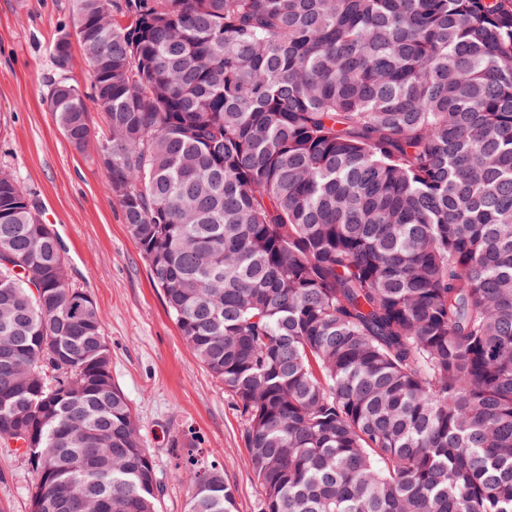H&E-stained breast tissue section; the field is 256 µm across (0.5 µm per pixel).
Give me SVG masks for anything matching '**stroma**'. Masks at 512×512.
Returning a JSON list of instances; mask_svg holds the SVG:
<instances>
[{
    "label": "stroma",
    "instance_id": "35a3bbf8",
    "mask_svg": "<svg viewBox=\"0 0 512 512\" xmlns=\"http://www.w3.org/2000/svg\"><path fill=\"white\" fill-rule=\"evenodd\" d=\"M70 19L71 0H0V166L36 201L61 242L71 284L102 314L112 379L130 403L162 485L158 512H186L189 482L173 475L177 443L192 444L199 459L223 467L237 512H259L242 417L182 338L105 191L95 144L76 149L49 109L51 48ZM35 479L27 459L0 444V512H30Z\"/></svg>",
    "mask_w": 512,
    "mask_h": 512
}]
</instances>
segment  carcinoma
<instances>
[{
	"label": "carcinoma",
	"instance_id": "1",
	"mask_svg": "<svg viewBox=\"0 0 512 512\" xmlns=\"http://www.w3.org/2000/svg\"><path fill=\"white\" fill-rule=\"evenodd\" d=\"M72 28L91 92L57 38L50 111L77 148L106 114L107 193L261 512H512V0H72ZM2 352L30 512H156L100 312L1 168ZM185 468L186 512H237ZM68 75L71 83L78 85L83 91H90L89 69L76 41L72 44V64Z\"/></svg>",
	"mask_w": 512,
	"mask_h": 512
}]
</instances>
